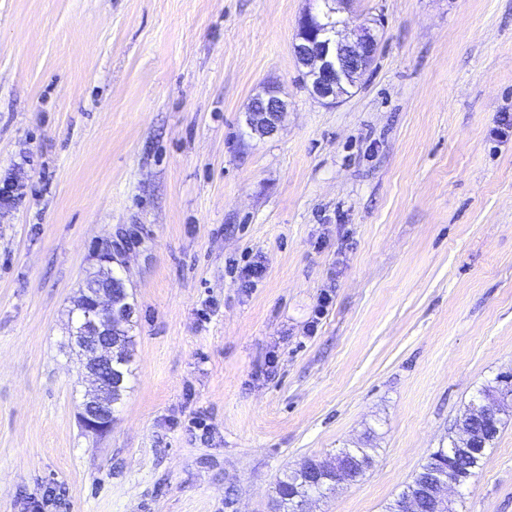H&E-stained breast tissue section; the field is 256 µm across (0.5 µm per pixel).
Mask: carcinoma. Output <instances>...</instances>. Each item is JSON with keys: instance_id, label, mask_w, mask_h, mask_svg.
<instances>
[{"instance_id": "carcinoma-1", "label": "carcinoma", "mask_w": 512, "mask_h": 512, "mask_svg": "<svg viewBox=\"0 0 512 512\" xmlns=\"http://www.w3.org/2000/svg\"><path fill=\"white\" fill-rule=\"evenodd\" d=\"M131 344L132 337L129 336V329L126 328L123 330L122 351L115 360L116 369L124 377L131 373L129 369L131 355L128 353ZM485 400L493 401L499 412L512 403V372L498 375L495 385L478 389L472 396L469 412L460 419L459 424L471 432L472 452L461 453L458 442L452 440L448 446H442L430 453L412 480L385 506V512H406L407 502L412 497L421 501L420 512H431L430 502L423 494V489L437 471L452 470L456 483L461 486L475 475V470L481 466L486 449L496 440L502 426V420L499 417L492 424L475 419L477 407ZM337 459L340 468L347 470V476L354 482L372 465L374 454L369 448H342L337 453ZM335 489L336 473L318 469L310 459L300 468L289 471L278 480V509L282 512H294L295 504L308 493L316 491L324 496Z\"/></svg>"}]
</instances>
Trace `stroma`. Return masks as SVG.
<instances>
[{"mask_svg":"<svg viewBox=\"0 0 512 512\" xmlns=\"http://www.w3.org/2000/svg\"><path fill=\"white\" fill-rule=\"evenodd\" d=\"M307 7L0 0V512H276L283 471L358 447L307 508L384 512L512 370V0H353L380 46L334 104ZM106 247L136 314L97 435L68 336ZM457 510L512 512V409ZM257 97L260 103L248 110L247 125L260 135L272 136L277 132L284 115L289 112L288 100L282 98L274 86L267 87ZM371 448H342L336 455L341 469H347L352 482L362 476L374 461Z\"/></svg>","mask_w":512,"mask_h":512,"instance_id":"stroma-1","label":"stroma"}]
</instances>
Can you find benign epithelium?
Returning <instances> with one entry per match:
<instances>
[{"label": "benign epithelium", "instance_id": "benign-epithelium-1", "mask_svg": "<svg viewBox=\"0 0 512 512\" xmlns=\"http://www.w3.org/2000/svg\"><path fill=\"white\" fill-rule=\"evenodd\" d=\"M310 7L299 21L292 44L293 54L309 80L310 94L335 103L344 95V87L353 86L364 74L379 49V39L369 28L350 32L340 29L337 15L348 9L351 0H309ZM260 103L248 110L247 125L264 136L274 135L284 115L288 100L274 86L259 95ZM102 269L96 274L97 292L78 298L70 322L71 350L80 357V377L91 384L84 394L80 420L92 432L103 433L112 424V416L123 396L122 376L112 369L120 342L112 339V326L133 318L135 308L120 304L112 290V280L119 277L114 266L122 261L107 253L101 256ZM456 482L446 474L432 482L428 495L435 512H448Z\"/></svg>", "mask_w": 512, "mask_h": 512}]
</instances>
